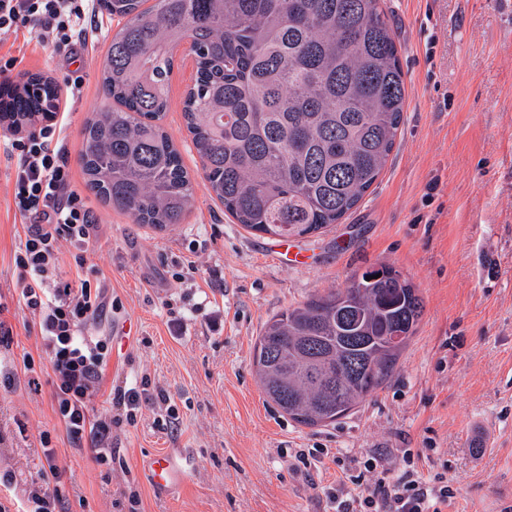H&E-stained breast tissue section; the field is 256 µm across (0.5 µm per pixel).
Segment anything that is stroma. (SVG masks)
<instances>
[{"label": "stroma", "mask_w": 512, "mask_h": 512, "mask_svg": "<svg viewBox=\"0 0 512 512\" xmlns=\"http://www.w3.org/2000/svg\"><path fill=\"white\" fill-rule=\"evenodd\" d=\"M405 74L401 133L386 168L341 221L289 239L305 255L274 260L276 237L225 215L201 171L183 118L195 77L176 51L164 126L195 186L181 224L133 223L88 197L96 224L85 252L64 247L62 278L105 288L106 318L87 326L112 353L91 406L112 413L114 387L147 385L134 422L112 428V466L77 448L53 408L55 378L28 311L11 307L6 357L30 356L0 375V500H26L48 462L62 478L66 512H324L318 487L336 484L346 459L414 452L427 478L443 474L448 512H512V0H381ZM108 43L63 54L36 33L0 35V55H21L25 72L62 80L79 70L66 105L64 148L83 187L82 127L109 107L101 87ZM14 161L0 148V294L18 286L13 252L24 226L11 208ZM390 266L423 301L418 330L382 388L325 427L296 424L262 395L252 349L267 320L310 296L348 286L353 275ZM50 434L53 458L40 438ZM168 454L184 475L153 486L146 468ZM314 454V465L300 454Z\"/></svg>", "instance_id": "1"}]
</instances>
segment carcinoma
I'll use <instances>...</instances> for the list:
<instances>
[{
    "label": "carcinoma",
    "instance_id": "1",
    "mask_svg": "<svg viewBox=\"0 0 512 512\" xmlns=\"http://www.w3.org/2000/svg\"><path fill=\"white\" fill-rule=\"evenodd\" d=\"M99 0L121 27L101 84L113 106L83 127L86 188L136 224H179L194 194L163 126L174 50L195 80L183 107L206 181L250 231L302 237L338 224L388 163L406 103L398 48L379 0ZM53 81L0 91V112L46 113ZM274 315L254 346L265 396L318 427L393 374L423 313L412 284L367 279Z\"/></svg>",
    "mask_w": 512,
    "mask_h": 512
}]
</instances>
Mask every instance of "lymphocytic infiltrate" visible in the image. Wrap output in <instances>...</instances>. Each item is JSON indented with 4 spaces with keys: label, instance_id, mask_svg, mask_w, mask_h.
I'll list each match as a JSON object with an SVG mask.
<instances>
[{
    "label": "lymphocytic infiltrate",
    "instance_id": "obj_1",
    "mask_svg": "<svg viewBox=\"0 0 512 512\" xmlns=\"http://www.w3.org/2000/svg\"><path fill=\"white\" fill-rule=\"evenodd\" d=\"M95 0H0V35L34 28L52 48L86 43ZM61 121L6 139L15 159L13 204L26 225L14 253L20 288L0 295V344L13 334L4 314L11 305L38 320L42 349L56 378L54 409L76 445H89L94 461L112 463V419L96 417L90 403L110 354L106 336L85 337L81 331L103 315L107 302L89 281L72 285L57 274L63 244L84 250L95 223L81 197L69 187L68 161L60 145ZM342 475L335 491L326 492L330 512H446L455 497L450 481H426L417 471L393 474L391 462L370 457L356 463L337 460ZM61 472L49 465L27 497L24 512H62L58 484Z\"/></svg>",
    "mask_w": 512,
    "mask_h": 512
}]
</instances>
